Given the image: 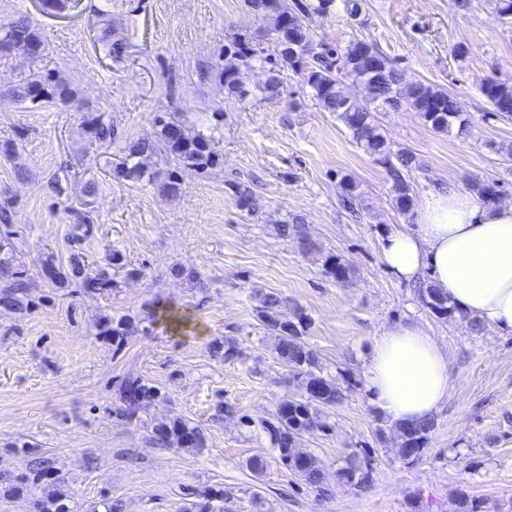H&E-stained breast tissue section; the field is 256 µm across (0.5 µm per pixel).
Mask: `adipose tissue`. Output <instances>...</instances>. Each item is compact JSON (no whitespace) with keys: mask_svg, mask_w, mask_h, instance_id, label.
Instances as JSON below:
<instances>
[{"mask_svg":"<svg viewBox=\"0 0 512 512\" xmlns=\"http://www.w3.org/2000/svg\"><path fill=\"white\" fill-rule=\"evenodd\" d=\"M386 270L401 280L427 274L457 312L512 332V204L485 205L471 194H436L419 222L380 243ZM367 384L398 425L432 416L448 399V354L420 325L400 323L377 338Z\"/></svg>","mask_w":512,"mask_h":512,"instance_id":"obj_1","label":"adipose tissue"}]
</instances>
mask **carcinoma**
<instances>
[{
	"mask_svg": "<svg viewBox=\"0 0 512 512\" xmlns=\"http://www.w3.org/2000/svg\"><path fill=\"white\" fill-rule=\"evenodd\" d=\"M245 3L267 22L268 40L237 33L225 46V53L246 64L270 65L269 77L262 87L250 90L238 66L219 65L214 68L215 76L224 84L227 93L243 104L259 94L265 98L273 97L279 91L280 73L285 70L295 73L302 85L310 89L320 107L326 112L336 113L354 141L386 168L392 182L395 204L403 212L410 210L413 199L407 173L415 165L416 158L408 151L392 150L387 137L375 125L373 113L396 111L406 105L419 112L434 129L447 132L456 126L462 134L468 129V121L460 102L453 95L431 85L403 83L400 72L391 60L365 40H356L339 50L329 49L318 42L309 27L308 18L314 13L327 12L334 0H245ZM18 33L26 41L30 58L35 61L42 57L43 42L24 19L0 28V44L10 42ZM358 79L368 81L372 89V97L360 105L352 102L347 91V87ZM481 89L494 111L512 116L511 82L491 79L485 81ZM16 98L33 105L64 102L78 108L75 93L66 79L38 69L30 70L20 80ZM155 125L158 127L157 139L129 142L125 156L116 166V174L126 181L145 180L155 185L160 195L173 197L179 191V169L204 171L216 165L214 136L204 132L184 136L183 124L168 112L156 115ZM86 127L92 146L110 144L118 138L112 118L104 113L87 119ZM161 152L175 163V169L169 170L163 179L158 180L149 171V162ZM120 260L119 252L114 250L105 257L106 265L98 264L90 271L78 264L65 270L51 260L45 262L44 270L47 277L61 288L75 282L84 292L95 293L111 286L108 267L120 263ZM326 273L337 281H343L348 277L349 266L329 257L326 260ZM26 288L28 283L23 272L16 269L14 258L0 256V304L23 311L26 306L20 294ZM423 301L434 314L445 319L454 317L455 307L449 303L447 296L433 286L424 288ZM257 302V312L268 335L273 338V351L291 369L293 378L301 388L299 397L283 401L273 418L262 423V428L271 445L277 448L279 462L303 476L308 484L317 486L322 479L318 461L309 453L296 452V442L306 430L324 427L322 409L341 402L344 394L336 382L320 372L318 355L304 339L308 327L306 317L298 315L291 331L285 334L281 331L279 297L262 294ZM132 321L130 316L112 320L109 332L113 343H123ZM160 397L161 391L154 386L139 380L129 383L126 387L127 415L131 418L136 416ZM432 428L431 420L415 427L399 428L402 459L411 463L423 455ZM154 438L161 445L172 440L188 448H201L204 445L202 429L191 427L178 418L158 424L154 428Z\"/></svg>",
	"mask_w": 512,
	"mask_h": 512,
	"instance_id": "1",
	"label": "carcinoma"
}]
</instances>
